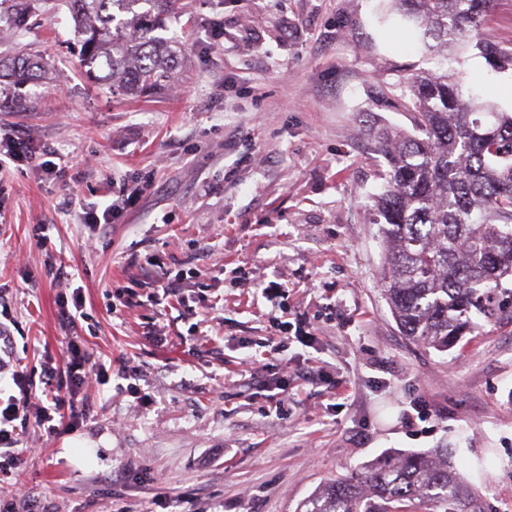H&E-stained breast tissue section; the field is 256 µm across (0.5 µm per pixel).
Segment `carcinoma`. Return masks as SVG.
Segmentation results:
<instances>
[{
	"instance_id": "1",
	"label": "carcinoma",
	"mask_w": 512,
	"mask_h": 512,
	"mask_svg": "<svg viewBox=\"0 0 512 512\" xmlns=\"http://www.w3.org/2000/svg\"><path fill=\"white\" fill-rule=\"evenodd\" d=\"M414 25L428 51L459 42L488 51L479 30L494 0H381ZM78 56L112 93L169 88L179 47L154 34L177 0H68ZM39 56L0 59V112L23 110L16 85L42 78ZM414 132L381 126L374 151L386 171L372 205L383 245L380 278L391 313L416 344L444 352L501 310L512 290V112L465 96L458 78L418 71L404 78ZM486 512L448 454L388 455L326 482L299 512Z\"/></svg>"
}]
</instances>
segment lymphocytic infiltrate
Masks as SVG:
<instances>
[{"instance_id": "lymphocytic-infiltrate-1", "label": "lymphocytic infiltrate", "mask_w": 512, "mask_h": 512, "mask_svg": "<svg viewBox=\"0 0 512 512\" xmlns=\"http://www.w3.org/2000/svg\"><path fill=\"white\" fill-rule=\"evenodd\" d=\"M14 337L7 325L0 323V377L9 376L16 388L14 394L0 398V461L10 469L20 470L26 464V452L19 448L18 438L28 422L53 434L58 430L56 414L68 411L70 424L82 420L85 406L81 391L89 376L107 375L105 363L93 361L78 341H70L62 361L44 375L43 387H36L30 376L16 370L12 362ZM43 392L45 401L32 406L31 398Z\"/></svg>"}]
</instances>
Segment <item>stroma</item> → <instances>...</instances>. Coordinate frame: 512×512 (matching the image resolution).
<instances>
[{
    "label": "stroma",
    "instance_id": "stroma-1",
    "mask_svg": "<svg viewBox=\"0 0 512 512\" xmlns=\"http://www.w3.org/2000/svg\"><path fill=\"white\" fill-rule=\"evenodd\" d=\"M178 5L166 31L183 52L177 81L150 98L87 81L64 0H35L19 19L0 6V57L27 51L48 69L23 89L32 110L0 112V138L34 149L0 155V321L13 355L42 380L66 351L58 301L77 288L92 359L141 374L136 394L88 379L76 428L28 425L26 467L0 471V501L156 512L169 495L190 512H296L378 456L444 448L490 512H512V317L445 352L400 332L378 275L381 158L368 136L374 123L412 130L400 83L419 68L445 66L511 112L512 67L467 44L444 61L423 54L379 0ZM480 39L512 50V0H495ZM107 207L110 224H85ZM165 272L184 300L150 305ZM281 322L283 351L268 345ZM152 330L168 345L145 342ZM269 381L286 382L287 398ZM73 439L101 449L99 463L65 456Z\"/></svg>",
    "mask_w": 512,
    "mask_h": 512
}]
</instances>
